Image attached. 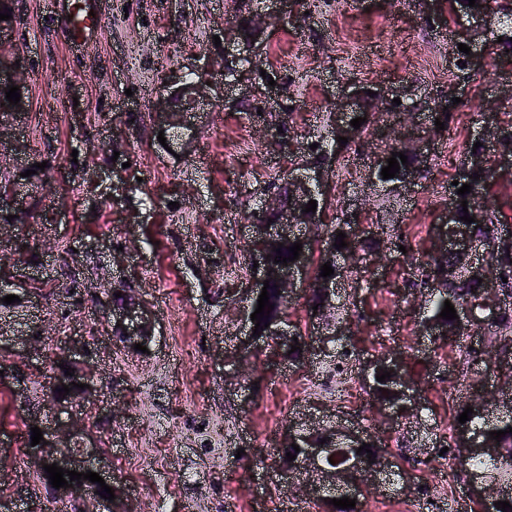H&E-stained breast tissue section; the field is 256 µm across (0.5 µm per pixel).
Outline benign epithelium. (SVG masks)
Segmentation results:
<instances>
[{"label":"benign epithelium","instance_id":"benign-epithelium-1","mask_svg":"<svg viewBox=\"0 0 512 512\" xmlns=\"http://www.w3.org/2000/svg\"><path fill=\"white\" fill-rule=\"evenodd\" d=\"M456 12L477 20L480 25L489 23L492 13L491 0H476V6H468V0H456ZM17 30V21H0V75L7 80H12V85L19 87L21 100L12 105L5 97L0 96V135L3 134L4 122L16 120L22 113L29 110V96L25 87V74L27 66L24 58L16 51L12 44L13 31ZM200 99V86L196 81L183 79L181 84L160 95L159 111L164 113L162 129L166 135V143L181 144L183 150H188L190 142L184 139L187 118L194 111ZM376 96L368 94L363 89L351 91L344 100L336 105V135L351 138L355 132L350 121L360 112H371L374 108ZM488 135L492 141L497 156L496 163H488L485 153H465L460 164L457 180L466 184L470 180L472 172L484 171L487 180H497L500 172L512 170V134L504 131L498 124L493 125ZM398 151L414 160V166L406 169L401 180L394 183L393 189L397 192L416 182L418 166L427 162L430 157L427 146L414 142H402L397 144ZM315 176H290L288 177V199L275 194L264 200L262 207L263 218L251 225L252 260L258 262V267L253 270L257 277V287L248 288L246 292L251 297H256L264 287V281L278 288L281 295L288 299L295 288L294 274L299 270L301 261L306 255L291 265L274 263L278 244L295 236L294 228L298 224H319V213L303 212L308 202L314 199L315 193L321 191V167L314 168ZM10 214L14 219L9 225L26 224L30 215V207L19 194L13 190L7 200ZM272 222H267V219ZM439 232L447 239V244L441 251H451L457 254L464 262L463 272L468 276H477L486 280H492L491 266L487 258L474 253V242L468 225L458 220L453 201H448V216L440 225ZM324 296L322 307L334 309L336 283L328 280H316L309 284ZM106 314L113 319V324L119 326L121 332V346L132 349L134 345L151 341L155 336V319L148 305L138 299H128L118 309L109 308ZM475 324L469 310H464L458 317L456 324L448 328L440 329V332L454 336L459 331L471 328ZM349 335L348 327L344 323H338L329 328L327 336L314 340L306 339L308 354L322 356L326 353V344L336 337ZM76 348L66 347L64 352L69 357L70 363L66 367L73 369V375H65V370L54 367L52 371V408L58 414H65L72 420L70 426L55 434L48 429H42L43 442L27 448V454L32 458L36 474L41 477L42 485L46 489L49 498L66 503H72L78 508V512H132L126 507L124 501H111L95 493L90 484L81 479L73 481L70 488L55 489L48 479V473L43 465L53 463L65 470H75L79 473L93 471L104 476V456L106 453L98 448L97 444L85 428L74 420L79 415L71 397L58 394L62 385L85 384L87 388L76 389L83 400H90L97 396V389L93 386L88 370L86 357L89 356L87 347H81L83 358L76 357ZM357 368L370 375L379 368L391 372L395 382V390L400 400L393 412L404 411L410 413L416 410L417 388L413 376L407 372L402 359L398 356L381 355L357 357ZM312 433L333 434L338 441H343L351 448L359 447L366 440L364 431L340 422L324 427L312 429ZM455 437L458 443L456 453L462 457H489L498 456L497 441L489 437L486 431H475L464 425L455 429ZM333 448H306L300 459L289 462L285 456H280L278 461V475L286 481L296 477L297 472L310 475L312 484L308 488L309 495L317 497L326 488H339L348 496L356 497V488L365 480L375 477L383 472L391 470L394 462L391 453L383 448L373 449V458L376 462H368V457L358 455L339 470L327 465L326 460L333 456ZM497 484V480L486 474L476 473L471 476L469 493L482 502L488 512L496 510L495 502L499 501V493L487 495V486Z\"/></svg>","mask_w":512,"mask_h":512}]
</instances>
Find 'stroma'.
Here are the masks:
<instances>
[{
  "mask_svg": "<svg viewBox=\"0 0 512 512\" xmlns=\"http://www.w3.org/2000/svg\"><path fill=\"white\" fill-rule=\"evenodd\" d=\"M273 13L271 0H98V36L70 40L59 0H21L14 43L28 60L30 110L0 152L14 163H50L24 190L29 223L16 227L29 248L22 306L0 312V367L22 380L0 425V490L13 512H53L25 455L24 417L48 428V355L80 339L96 351L102 400L83 421L129 492L134 512H316L309 498L277 485L276 461L287 427L314 412L355 417L389 448L404 479L363 485V512H400L430 483L437 464H414L424 428L455 423L456 400L483 396L496 407L512 394V363L487 356L464 365L454 341L422 335L423 309L393 262L392 226L424 224L411 253L434 256L433 227L448 210V185L468 144L484 140L487 117L512 124V29L475 33L446 0H302L274 13L262 40L264 71L245 62L224 69L216 46L222 22L239 7ZM492 63L458 68L460 45ZM208 67L213 105L193 117L190 150L173 156L158 141L155 104L164 82ZM273 77L277 102L255 94ZM400 92V107L378 103L349 146L340 148L321 203L324 224L352 220L378 228L380 245L345 260L342 296L362 317H348L356 351L400 353L420 394L416 419L377 411L360 384L337 389L326 361L240 358L247 308L237 290L248 276L247 226L261 192L279 193L289 169L313 160L315 143L333 138L331 113L349 85ZM458 97L447 129L431 110ZM289 109L282 136L290 152L269 146L268 131ZM129 149L118 162L110 139ZM432 154L407 195L367 174L402 140ZM240 144L237 155L225 141ZM125 288L157 318L148 353L119 348L102 304ZM309 374L310 386L287 396L282 384Z\"/></svg>",
  "mask_w": 512,
  "mask_h": 512,
  "instance_id": "stroma-1",
  "label": "stroma"
}]
</instances>
